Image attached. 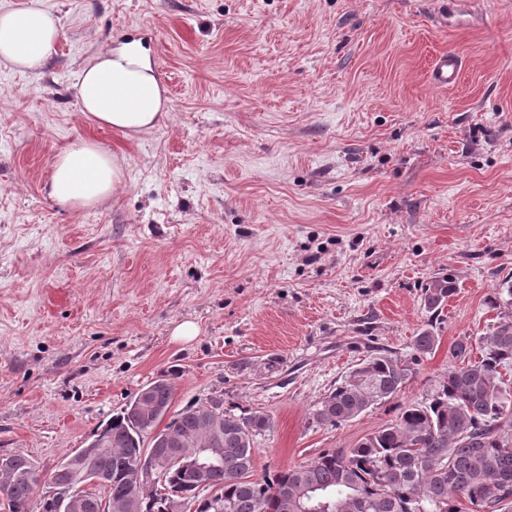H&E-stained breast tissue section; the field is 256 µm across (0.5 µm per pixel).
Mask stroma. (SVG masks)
Masks as SVG:
<instances>
[{
	"mask_svg": "<svg viewBox=\"0 0 512 512\" xmlns=\"http://www.w3.org/2000/svg\"><path fill=\"white\" fill-rule=\"evenodd\" d=\"M61 22L35 73L0 66V454L49 475L145 384L174 408L260 412L258 473L351 448L420 401L512 276V0H0ZM151 50L169 114L147 134L78 110L97 50ZM462 60L435 87L441 53ZM87 139L124 173L72 211L47 184ZM448 278L438 310L426 284ZM195 323L196 336L175 328ZM403 394L332 427L315 408L376 350Z\"/></svg>",
	"mask_w": 512,
	"mask_h": 512,
	"instance_id": "stroma-1",
	"label": "stroma"
}]
</instances>
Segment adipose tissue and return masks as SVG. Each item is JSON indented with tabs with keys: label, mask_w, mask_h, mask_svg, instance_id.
I'll use <instances>...</instances> for the list:
<instances>
[{
	"label": "adipose tissue",
	"mask_w": 512,
	"mask_h": 512,
	"mask_svg": "<svg viewBox=\"0 0 512 512\" xmlns=\"http://www.w3.org/2000/svg\"><path fill=\"white\" fill-rule=\"evenodd\" d=\"M59 31L58 19L43 9L0 11V62L32 73L40 70ZM77 100L84 116L125 134L151 131L168 115L150 50L136 39L85 60ZM122 182L123 172L112 157L79 139L57 154L47 188L57 204L82 210L111 198Z\"/></svg>",
	"instance_id": "ef3b65f1"
}]
</instances>
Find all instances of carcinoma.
Returning a JSON list of instances; mask_svg holds the SVG:
<instances>
[{
	"mask_svg": "<svg viewBox=\"0 0 512 512\" xmlns=\"http://www.w3.org/2000/svg\"><path fill=\"white\" fill-rule=\"evenodd\" d=\"M454 293L448 280L426 288L435 310ZM489 304L512 307V277L494 289ZM437 337L429 330L414 340L415 354L404 358L384 350L364 360L322 399L314 411L319 423L339 426L374 405L395 398L414 378L417 359L432 352ZM479 356L464 336L450 349L461 366L448 369L425 400L401 407L390 424L364 436L352 448L326 450L314 460L255 478L254 437L270 427L261 413L226 409L213 430L206 397L172 410L174 383L165 375L143 386L86 446L98 452L83 468L59 476L54 466L41 495L33 460L8 455L10 477L0 482L3 512H59L63 497L79 491L80 512H164L179 497L192 512H214L211 493L224 512H512V315L505 314L480 337ZM149 406L148 417L137 414ZM177 433L190 442L169 466L161 483L144 488L133 480L150 434ZM207 440L223 449L219 467L199 472L197 446ZM106 481L93 483L97 471Z\"/></svg>",
	"mask_w": 512,
	"mask_h": 512,
	"instance_id": "1",
	"label": "carcinoma"
}]
</instances>
